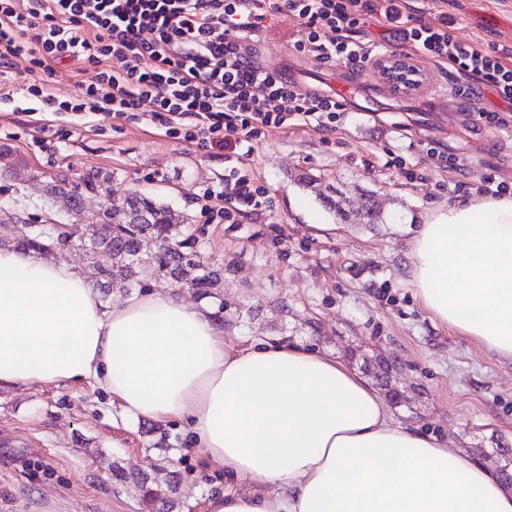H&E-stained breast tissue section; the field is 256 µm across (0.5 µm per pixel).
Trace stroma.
<instances>
[{
	"label": "stroma",
	"instance_id": "obj_1",
	"mask_svg": "<svg viewBox=\"0 0 512 512\" xmlns=\"http://www.w3.org/2000/svg\"><path fill=\"white\" fill-rule=\"evenodd\" d=\"M420 18L452 19L454 37L485 50L512 49V0H407ZM296 18L268 12L247 41L262 64L278 63L308 92L332 93L339 78H355L347 110L335 130L289 121L271 131L245 160L243 172L265 186L271 206L237 224L214 223L201 213L224 205V154L167 138L158 122L115 121L102 115L33 112L28 61L0 72V144L22 161L26 178L0 177V205L20 199L27 214L46 221L43 186L64 169L111 173L109 204L121 208L130 190L170 203L209 261L223 264L224 341L241 349L260 342L299 345L336 357L369 376L380 356L403 367L393 382L408 395L393 407L403 424L452 439L469 460L494 454L496 440L512 444V364L474 339L433 319L411 284L410 242L432 211L476 197L485 177L512 190V125L476 126L471 114L512 111L487 88L454 100L445 112L426 111L452 94L463 76L407 46L425 72L410 95L384 85L376 63L350 67L296 52ZM438 147L463 159V171L434 167ZM402 157L415 179L391 164ZM347 197L351 206L372 199L383 223L343 220L324 206ZM155 465L176 484L182 512H205L211 496L233 488L268 490L261 477L227 482L223 469L199 451L181 420L122 415L90 382L0 388V512H140L138 490L112 476L113 468Z\"/></svg>",
	"mask_w": 512,
	"mask_h": 512
}]
</instances>
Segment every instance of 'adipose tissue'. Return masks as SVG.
Segmentation results:
<instances>
[{
    "label": "adipose tissue",
    "mask_w": 512,
    "mask_h": 512,
    "mask_svg": "<svg viewBox=\"0 0 512 512\" xmlns=\"http://www.w3.org/2000/svg\"><path fill=\"white\" fill-rule=\"evenodd\" d=\"M411 283L440 323L512 362V197L433 212ZM95 381L122 412L185 420L203 455L271 492L208 512H512V488L450 441L395 421L342 361L294 346L233 350L212 307L153 292L105 305L70 266L0 249V387Z\"/></svg>",
    "instance_id": "1"
}]
</instances>
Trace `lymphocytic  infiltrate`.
<instances>
[{
	"label": "lymphocytic infiltrate",
	"mask_w": 512,
	"mask_h": 512,
	"mask_svg": "<svg viewBox=\"0 0 512 512\" xmlns=\"http://www.w3.org/2000/svg\"><path fill=\"white\" fill-rule=\"evenodd\" d=\"M271 8L300 20L297 52L363 66L377 55L365 37L376 16L411 49L466 76L457 97L480 84L512 102L511 54L454 38L447 17L425 23L404 0H29L23 12L0 0V66L22 56L30 72L49 75L56 64H71L82 77L81 96L62 100L30 86L48 110L123 121L148 115L166 137L241 158L289 120L311 118L332 130L345 110L338 98L303 94L257 61L247 35ZM268 202L258 179L231 165L216 216L233 224L243 209L259 212Z\"/></svg>",
	"instance_id": "1"
}]
</instances>
